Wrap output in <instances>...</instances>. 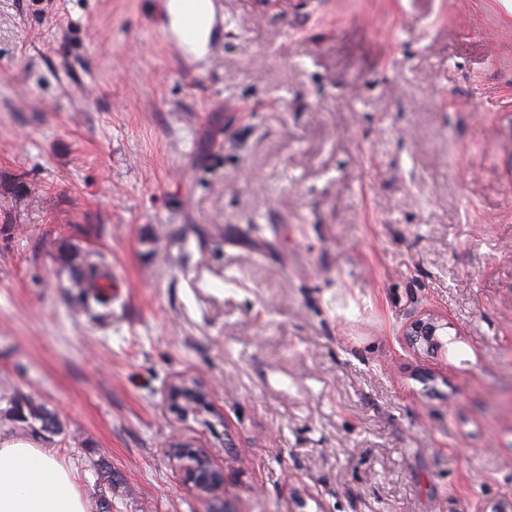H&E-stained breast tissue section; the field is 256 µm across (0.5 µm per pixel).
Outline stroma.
<instances>
[{
    "label": "stroma",
    "mask_w": 512,
    "mask_h": 512,
    "mask_svg": "<svg viewBox=\"0 0 512 512\" xmlns=\"http://www.w3.org/2000/svg\"><path fill=\"white\" fill-rule=\"evenodd\" d=\"M213 3L190 57L164 0H0V392L61 423L0 431L112 512H512V14ZM98 258L101 257L96 253L82 252L73 247L61 248L59 254V259L74 272L72 288H80L82 296L92 293L95 299L103 300L97 290L104 276ZM447 328V322L441 323L434 314L424 313L414 317L406 326L405 336L412 345L425 346L426 348L437 347V336L440 331ZM178 454L185 461V473L190 482L202 493L217 496L224 487V473L215 467L207 455L190 448H178Z\"/></svg>",
    "instance_id": "obj_1"
}]
</instances>
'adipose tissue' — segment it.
Here are the masks:
<instances>
[{
  "instance_id": "obj_1",
  "label": "adipose tissue",
  "mask_w": 512,
  "mask_h": 512,
  "mask_svg": "<svg viewBox=\"0 0 512 512\" xmlns=\"http://www.w3.org/2000/svg\"><path fill=\"white\" fill-rule=\"evenodd\" d=\"M166 12L172 34L202 54L213 26L211 0H168ZM0 512H94V503L55 449L0 432Z\"/></svg>"
}]
</instances>
